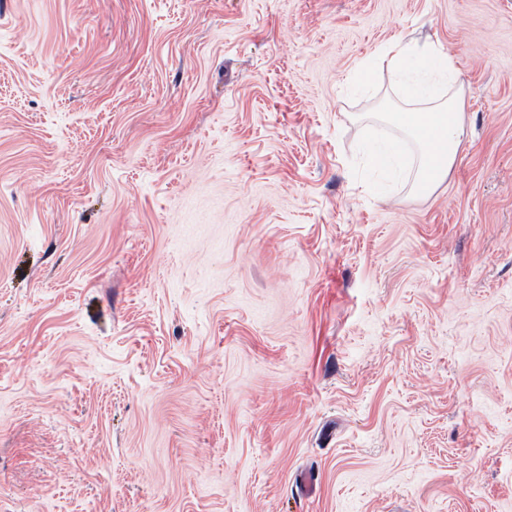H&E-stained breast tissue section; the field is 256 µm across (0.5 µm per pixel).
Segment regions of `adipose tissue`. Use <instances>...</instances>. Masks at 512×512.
<instances>
[{
    "mask_svg": "<svg viewBox=\"0 0 512 512\" xmlns=\"http://www.w3.org/2000/svg\"><path fill=\"white\" fill-rule=\"evenodd\" d=\"M386 65L410 108L388 113V120L414 137L419 153L415 185L429 192L442 183L465 137L463 94L455 82L454 56L435 44H386L361 71Z\"/></svg>",
    "mask_w": 512,
    "mask_h": 512,
    "instance_id": "obj_1",
    "label": "adipose tissue"
}]
</instances>
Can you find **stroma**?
<instances>
[{"mask_svg":"<svg viewBox=\"0 0 512 512\" xmlns=\"http://www.w3.org/2000/svg\"><path fill=\"white\" fill-rule=\"evenodd\" d=\"M0 512H512V0H0ZM387 66L402 97L420 108L386 113L394 126L415 138L419 164L415 185L430 192L448 176L465 137L462 88L456 86V61L442 46L413 42L386 44L364 61L361 72ZM401 146L399 140L378 141L368 146L370 156L381 166L388 178L395 174Z\"/></svg>","mask_w":512,"mask_h":512,"instance_id":"stroma-1","label":"stroma"}]
</instances>
